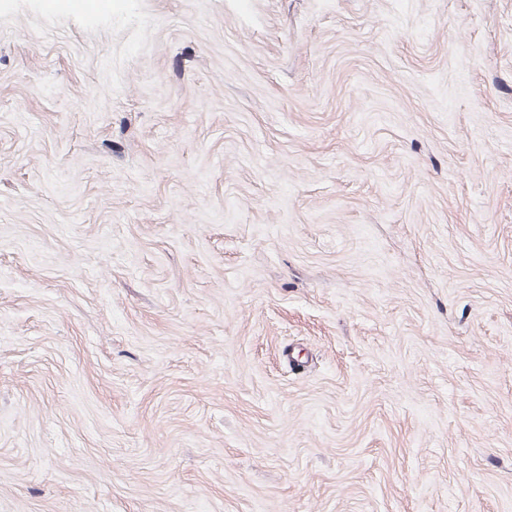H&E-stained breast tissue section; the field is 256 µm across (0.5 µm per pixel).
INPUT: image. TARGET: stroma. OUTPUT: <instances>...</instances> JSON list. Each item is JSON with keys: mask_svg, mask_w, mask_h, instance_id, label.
<instances>
[{"mask_svg": "<svg viewBox=\"0 0 512 512\" xmlns=\"http://www.w3.org/2000/svg\"><path fill=\"white\" fill-rule=\"evenodd\" d=\"M0 512H512V0H0Z\"/></svg>", "mask_w": 512, "mask_h": 512, "instance_id": "35a3bbf8", "label": "stroma"}]
</instances>
